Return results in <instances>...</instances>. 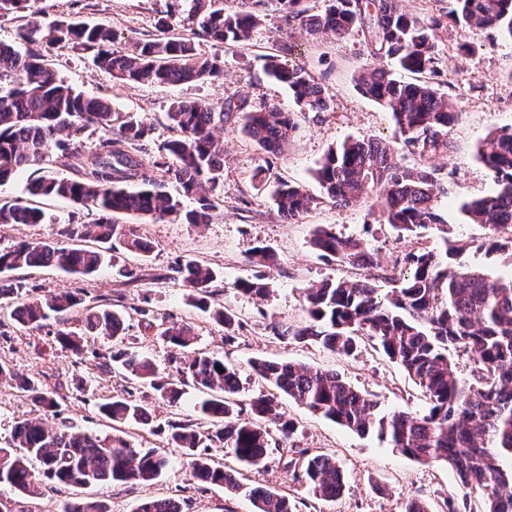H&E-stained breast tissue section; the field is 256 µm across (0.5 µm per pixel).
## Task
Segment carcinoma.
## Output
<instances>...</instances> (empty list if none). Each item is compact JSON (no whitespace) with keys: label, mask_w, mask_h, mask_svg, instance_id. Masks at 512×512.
<instances>
[{"label":"carcinoma","mask_w":512,"mask_h":512,"mask_svg":"<svg viewBox=\"0 0 512 512\" xmlns=\"http://www.w3.org/2000/svg\"><path fill=\"white\" fill-rule=\"evenodd\" d=\"M31 0H0L2 11H28L19 43L0 42V183L23 169L40 176L29 184V194L59 198L99 213L95 224H66L54 242L21 241L0 250V300L13 299L11 318L23 327L37 328L49 319L59 324L55 334L61 348L79 360L86 355L87 336L124 340L127 312L87 306L78 293L35 296L26 284L6 274L22 266L55 267L68 274L89 276L112 263V244L134 253H147L149 245L131 226L117 217L162 220L185 215L189 224H207L223 199L224 146L219 132L229 123L267 156L284 152L297 128L295 113L277 106L258 110L247 101L228 100L220 108L206 100L177 101L168 117L176 135L165 140L152 162L137 159L139 143L149 128L143 118L130 117L112 131V104L90 97L59 79L44 63L41 49L80 45L97 49L98 66L124 84L192 83L224 78V58L204 54L189 40L174 36L116 45V35L102 23L58 21L45 25ZM221 0H194L192 19L201 36L218 44L251 38L270 6L283 14L291 33L308 39L323 35L344 38L361 32L370 56L385 58L398 70L415 75L412 82L393 76L385 67L360 68L361 93L391 116L398 145L376 139L350 138L330 148L314 171L323 190L311 196L298 183L270 182V166H259L252 180L257 187L273 185L272 197L280 214L294 220L312 206L330 201L338 206L360 202L369 192H379L380 218L401 235L432 230L440 244L404 257L408 271L390 290L370 280H330L303 289L306 320L295 326L272 323L274 335L298 342L318 343L339 354L352 355L367 337L407 372L429 401L428 411L383 413L370 395L353 387L331 370L290 361L255 358L251 372L271 391L249 400L243 412L237 395L239 369L213 353L193 349L191 325L164 321L159 338L183 354L179 376L158 378L154 361L137 351L119 353L123 369L147 383L160 398L178 406L185 388L206 394L197 408L210 422L201 432L185 422L168 424L167 439L186 450L191 476L221 485L229 491L242 488L246 472L265 467L274 447H289L297 424L280 408V394L311 412L353 432L377 434L380 440L425 465L445 464L461 484L486 493L485 512H512V274L493 277L479 269L454 267L449 259L467 250L459 241L448 244V224L441 214L448 187L436 177L430 159L448 153L449 128L462 112L440 91L430 75L437 63L435 17L406 10L402 0H324L315 12L309 0H239L237 10L217 6ZM444 17L479 31L498 32L512 38V0H440ZM267 77L286 85L302 112H328V91L304 67L278 55L265 58ZM90 126L105 130L84 160L79 177L43 172L47 158H64L78 152L80 136ZM413 158L398 159V151ZM477 157L492 175L495 190L465 201L462 213L473 224L490 231V240L512 242V128L491 131L477 146ZM174 183L179 192L165 191ZM198 207L183 211V198ZM44 212L25 200L0 205V224H41ZM92 241L95 246L88 247ZM319 256L359 266L372 261L361 239L341 237L333 228L317 227L310 239ZM276 262L267 246L255 247L250 263L268 267ZM189 290L190 303L210 312L224 326V340L233 339L235 313L215 306L214 284L221 273L188 261L173 269ZM235 289L248 296L265 297L267 278L255 273L240 280ZM80 327H69L76 312ZM470 367L463 376L460 360ZM32 401L48 411L58 406L56 393L45 389L35 376L16 383ZM112 421L113 434L100 438L66 424L54 428L40 421L17 424L13 447L0 448V485L32 493L40 478L65 486L97 483L150 484L158 479L167 460L156 451L137 448L124 437L126 425L150 423L142 402L115 399L99 405ZM219 443L225 455L239 464L234 472L196 453ZM289 464H300L312 493L333 500L345 490L341 464L325 453L298 450ZM36 460L41 470H32ZM248 496L254 512H294L288 497L263 487ZM62 512H107L103 504L76 498ZM136 512H182L170 498L143 502Z\"/></svg>","instance_id":"obj_1"}]
</instances>
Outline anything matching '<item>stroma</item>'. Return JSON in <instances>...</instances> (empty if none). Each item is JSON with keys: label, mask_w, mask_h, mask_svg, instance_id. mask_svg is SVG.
Listing matches in <instances>:
<instances>
[{"label": "stroma", "mask_w": 512, "mask_h": 512, "mask_svg": "<svg viewBox=\"0 0 512 512\" xmlns=\"http://www.w3.org/2000/svg\"><path fill=\"white\" fill-rule=\"evenodd\" d=\"M190 6L191 0H34L32 4L44 21L102 23L122 42L154 37L157 19L165 17L172 23L174 34L193 37L200 52L223 56V81L147 86L113 79L97 66L95 50L69 46L46 52L47 64L61 79L91 96L111 101L114 123H121L131 114L146 119L151 131L137 154L141 161L153 160L160 143L172 137L167 113L173 102L201 99L218 106L241 98L254 109L275 105L285 111L294 110L288 89L263 71L269 54L304 66L325 85L333 99L332 110L298 115V129L290 146L271 159L265 158L233 125H225L221 133L224 200L211 222L189 224L179 217L155 222L132 219V226L150 241L152 249L143 256L118 251L115 262L136 272L138 282H129L108 267L79 277L52 267L24 266L12 271V278L43 294L80 293L91 305L152 309L154 321L137 315L127 321L126 343L149 355L164 378L176 377L181 354L158 339L157 321L161 318L190 324L197 334L198 350L223 356L225 363L240 369V401L259 392L260 385L248 364L262 357L336 371L359 390L372 394L381 411L426 412L428 402L421 389L374 342L362 341L354 355L347 357L318 344L280 339L271 331L275 321L289 326L304 321V288L330 279L399 276L407 253L428 250L438 243L432 232L398 236L390 225L378 220L372 195L347 207L323 203L296 221H286L269 191L255 188L250 179L256 167L267 164L275 176L303 184L316 196L321 189L311 173L329 147L348 138L395 140L389 116L363 96L356 84V74L368 59L363 36L353 33L342 39H292L279 14L272 12L249 42L219 48L195 35ZM437 35L435 82L463 112L449 133L453 150L432 160L448 182L444 211L449 237L468 243L463 263L494 276L507 275L512 273V243L490 248L487 229L469 223L458 204L488 195L495 188L490 172L477 158L476 147L489 131L512 126V40L493 32L479 33L449 20L444 21ZM39 205L46 214L44 223L0 225V250L22 240H51L62 225L92 224L98 219L96 211L69 201L43 199ZM319 225L333 226L342 236L363 239L375 267H354L318 256L309 240ZM259 245L269 246L278 256L277 266L267 272L271 292L262 299L238 294L233 288L238 279L252 275L247 258ZM188 260L221 272L215 300L231 307L238 317L239 327L232 340H225L223 327L208 313L188 304L187 289L172 279L173 268ZM57 329L52 320L37 329L24 328L0 310V364L20 375L37 376L59 394L58 411L52 414L36 406L15 385L0 381V448L11 447L18 422L36 418L49 426L66 422L103 438L111 435L112 423L101 416L99 404L115 398L144 401L152 412V422L145 427H129L128 433L137 447L161 453L168 462L166 470L151 484H99L89 488V495L101 501L108 512H135L143 499L162 496L180 499L183 512H252L247 498L195 481L189 473L185 449L167 441L168 420L206 426V419L193 408L196 392H188L179 407H170L149 385L131 379L119 363L112 361L110 341L89 340L91 356L80 362L56 342ZM283 406L298 425L295 447L331 454L345 471L343 495L325 501L316 498L304 478L288 468L285 450H273L264 469L249 472L248 483L288 496L296 512H403L405 504L414 498L426 501L432 512H483L485 494L463 487L447 466L419 463L376 434L357 435L291 401H284ZM76 493V488L47 480L42 481L36 495L18 494L2 486L0 512H60L62 504Z\"/></svg>", "instance_id": "35a3bbf8"}]
</instances>
